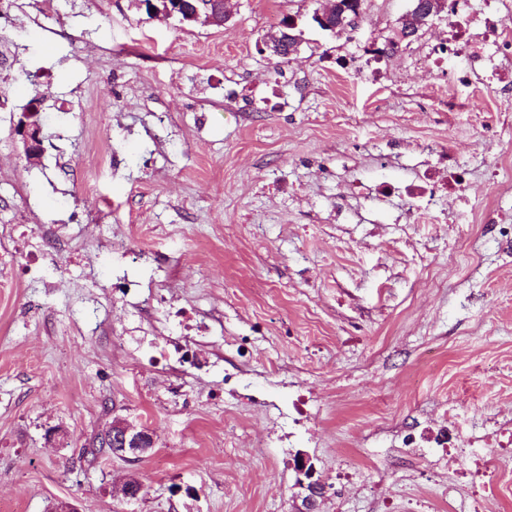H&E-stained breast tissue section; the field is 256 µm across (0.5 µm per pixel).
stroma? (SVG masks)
Here are the masks:
<instances>
[{"mask_svg": "<svg viewBox=\"0 0 512 512\" xmlns=\"http://www.w3.org/2000/svg\"><path fill=\"white\" fill-rule=\"evenodd\" d=\"M325 2L229 0L216 27L16 0L46 142L83 121L61 164L29 161L31 87L0 72V512H297L300 455L319 512H512V458L486 449L477 507L433 445L512 421V55L490 80L441 54L442 16L376 61L409 0L335 33ZM287 14L303 43L275 62ZM58 238L17 275V247ZM117 416L152 450L85 454ZM290 19H291L290 16L284 17L282 20L281 28H279L275 33H272L267 37V38H271L274 35H278L280 37L279 43H282L284 40H285V42H287V44L285 45V48L282 52V55L280 56V47H276L271 42H263L264 48H263V46L259 47L260 49L263 50L262 53H268V55L270 57L280 56V57H277L280 59L288 58L287 57L288 56V33H290L294 36H300L302 38V30L301 29H299V28L294 29V30L289 29L288 23H289Z\"/></svg>", "mask_w": 512, "mask_h": 512, "instance_id": "1", "label": "stroma"}]
</instances>
